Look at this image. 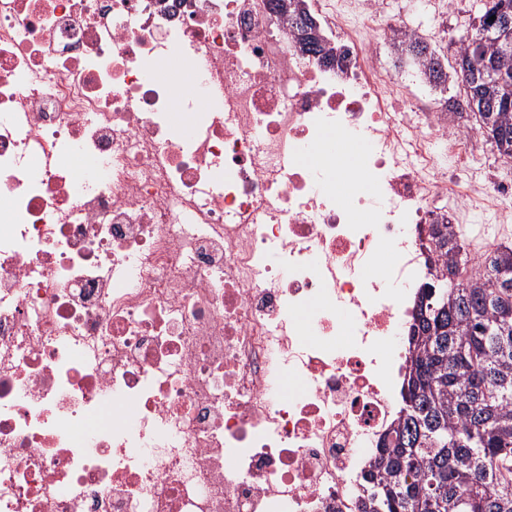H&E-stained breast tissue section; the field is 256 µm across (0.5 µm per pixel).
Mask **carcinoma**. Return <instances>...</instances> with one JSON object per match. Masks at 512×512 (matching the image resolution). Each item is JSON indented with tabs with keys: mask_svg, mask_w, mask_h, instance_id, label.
Masks as SVG:
<instances>
[{
	"mask_svg": "<svg viewBox=\"0 0 512 512\" xmlns=\"http://www.w3.org/2000/svg\"><path fill=\"white\" fill-rule=\"evenodd\" d=\"M302 3L270 0L299 50L335 64V49L313 35ZM505 23L512 30V0H485L455 51L465 97L448 107L473 116L499 156L512 160V41L479 38ZM402 55L435 86L448 84L445 58L429 41L407 42ZM487 67L500 82L475 81ZM428 240L446 269L419 290L400 417L363 471L361 512H512V245L490 252L489 272L461 280L470 259L451 226L429 225Z\"/></svg>",
	"mask_w": 512,
	"mask_h": 512,
	"instance_id": "obj_1",
	"label": "carcinoma"
}]
</instances>
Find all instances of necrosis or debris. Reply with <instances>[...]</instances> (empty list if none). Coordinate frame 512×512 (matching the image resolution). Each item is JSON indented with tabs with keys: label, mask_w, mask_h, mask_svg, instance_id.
<instances>
[{
	"label": "necrosis or debris",
	"mask_w": 512,
	"mask_h": 512,
	"mask_svg": "<svg viewBox=\"0 0 512 512\" xmlns=\"http://www.w3.org/2000/svg\"><path fill=\"white\" fill-rule=\"evenodd\" d=\"M313 3L336 66L267 0H0V512H359L427 228L512 182L391 92L381 0Z\"/></svg>",
	"instance_id": "4bbe7bcc"
}]
</instances>
